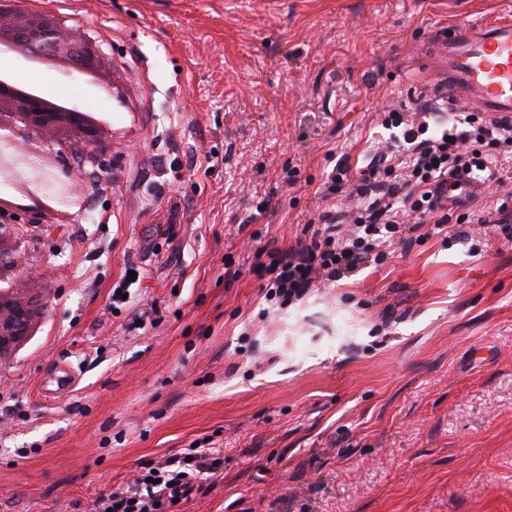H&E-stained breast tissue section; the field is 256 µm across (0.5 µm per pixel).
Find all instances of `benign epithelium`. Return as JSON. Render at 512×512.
Listing matches in <instances>:
<instances>
[{"instance_id": "obj_1", "label": "benign epithelium", "mask_w": 512, "mask_h": 512, "mask_svg": "<svg viewBox=\"0 0 512 512\" xmlns=\"http://www.w3.org/2000/svg\"><path fill=\"white\" fill-rule=\"evenodd\" d=\"M16 41L33 56L60 60L68 72L94 74L102 66L103 54L95 42L87 39L58 19L23 15L0 0V35ZM77 110H59L44 99L26 96L0 81V132L7 131L12 140L22 141L35 153L47 145L62 158L75 144L66 131L79 134L90 162H96L98 128L77 121ZM19 264L14 251L6 247L0 231V351L8 342L27 334L32 313L27 301L18 293Z\"/></svg>"}]
</instances>
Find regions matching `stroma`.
Listing matches in <instances>:
<instances>
[{"instance_id":"obj_1","label":"stroma","mask_w":512,"mask_h":512,"mask_svg":"<svg viewBox=\"0 0 512 512\" xmlns=\"http://www.w3.org/2000/svg\"><path fill=\"white\" fill-rule=\"evenodd\" d=\"M16 8L81 27L125 97L0 52L108 118L83 190L7 224L33 317L0 354V512H89L192 444L224 464L178 512H512V240L398 246L284 308L255 257L296 246L337 160L366 164L382 112L435 88L433 36L512 0ZM60 362L75 384L45 399Z\"/></svg>"}]
</instances>
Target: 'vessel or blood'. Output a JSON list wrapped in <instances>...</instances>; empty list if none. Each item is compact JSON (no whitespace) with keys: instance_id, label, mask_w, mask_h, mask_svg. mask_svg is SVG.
<instances>
[{"instance_id":"vessel-or-blood-1","label":"vessel or blood","mask_w":512,"mask_h":512,"mask_svg":"<svg viewBox=\"0 0 512 512\" xmlns=\"http://www.w3.org/2000/svg\"><path fill=\"white\" fill-rule=\"evenodd\" d=\"M440 88L450 100L494 120H512V23L460 24L431 40ZM482 181L466 173L448 176L449 201L474 202Z\"/></svg>"}]
</instances>
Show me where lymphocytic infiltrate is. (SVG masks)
<instances>
[{
	"label": "lymphocytic infiltrate",
	"instance_id": "1",
	"mask_svg": "<svg viewBox=\"0 0 512 512\" xmlns=\"http://www.w3.org/2000/svg\"><path fill=\"white\" fill-rule=\"evenodd\" d=\"M436 106L426 100L405 111L385 113L384 124L398 128V150L382 153L383 166L352 171L339 160L328 176L326 191L342 203L308 224V237L297 247H265L261 269L267 297L279 304L302 300L318 280L338 281L366 262L389 241L412 244L442 234L448 221L464 227L491 222L512 238V207L490 205L486 215L449 216L444 205L448 175L464 171L488 185L512 184V167L485 154L488 146L512 147V124L487 121L472 112L459 113L457 125L430 134ZM215 448H187L182 454L148 463L146 471L96 498V512H176L196 488L199 475L219 464Z\"/></svg>",
	"mask_w": 512,
	"mask_h": 512
}]
</instances>
